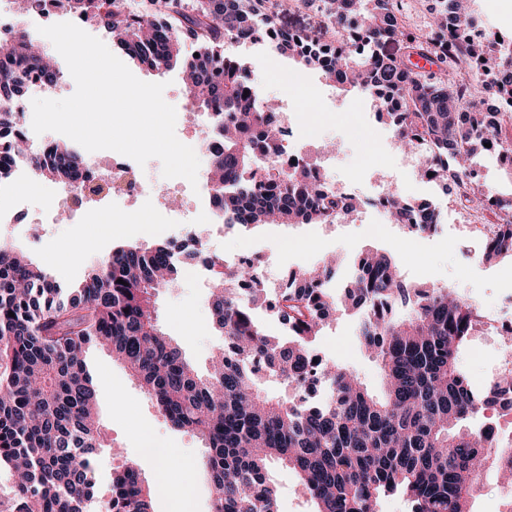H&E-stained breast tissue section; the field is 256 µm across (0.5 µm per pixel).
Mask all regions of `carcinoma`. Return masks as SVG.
I'll list each match as a JSON object with an SVG mask.
<instances>
[{"instance_id": "1", "label": "carcinoma", "mask_w": 512, "mask_h": 512, "mask_svg": "<svg viewBox=\"0 0 512 512\" xmlns=\"http://www.w3.org/2000/svg\"><path fill=\"white\" fill-rule=\"evenodd\" d=\"M326 13L333 30L360 20L364 49L324 47L317 32L299 42L286 31L276 49L337 88L371 98L405 150L428 143L432 157L421 176L448 186L477 169L479 159L512 146V47L448 42V22L474 23L472 0H437L432 32L422 38L397 14L399 0H302ZM75 15H91L126 53L155 71L175 67L199 110L210 117L206 152L218 187L216 201L227 227L318 224L357 213L355 197L340 196L311 176V163L294 169L274 164L279 152L278 111L269 108L247 67L224 56V39L254 40L278 28L283 0H141L121 17L105 0H63ZM192 44L196 54L187 51ZM499 55L490 84L501 103L483 112L462 100L448 56ZM429 60L426 74L411 61ZM0 64V91L18 93L21 74L55 83L60 72L17 35ZM30 161L38 174L73 186L87 199L104 187L76 183L84 155L53 141ZM388 216L405 228H432L441 211L389 193ZM483 261L512 258V223L482 236ZM212 325L224 336L206 374L198 373L180 345L160 328L155 298L182 276L169 242L118 247L62 299V287L43 269L0 246V468L16 475L0 512H89L95 491L93 461L104 447L97 421L98 386L87 358L90 345L106 348L175 428L207 448L213 512H277L270 465L293 470L314 512H379L381 499L406 498L410 512H472L480 478L489 466L512 475V441L466 423L512 394V369L490 394L479 396L461 370V346L475 330L472 304L440 288L409 294L394 258L378 250L360 256L342 297L323 287L330 263L291 272L269 298L246 266L212 262ZM123 279L125 284L118 283ZM412 300L406 318L392 314L397 300ZM270 308L288 336L255 318ZM339 311L358 317V336L377 362L381 396L350 370L323 362L315 342ZM14 316H9V313ZM264 369L295 391L273 400L256 388ZM329 398L312 400L316 383ZM152 487L132 465L112 471L103 512H152Z\"/></svg>"}]
</instances>
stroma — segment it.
<instances>
[{
    "label": "stroma",
    "mask_w": 512,
    "mask_h": 512,
    "mask_svg": "<svg viewBox=\"0 0 512 512\" xmlns=\"http://www.w3.org/2000/svg\"><path fill=\"white\" fill-rule=\"evenodd\" d=\"M224 52L252 69L261 94L295 101L298 145L311 163L326 166L336 183L354 186L357 195L369 197L379 183L392 182L408 198L445 208L443 224L448 231L429 235L419 243L400 225L388 223L385 215L372 210L351 223L236 227L218 234L205 215H198L192 229L207 240L215 254L258 261L273 284L285 282L289 272L300 266L318 263L324 254H337L339 262L331 279V293L336 296L349 282L361 254L378 250L397 261L403 280L411 286L445 288L469 303L492 309L512 296V260L490 267L480 262L478 226L469 223L463 210H448V198L437 184L419 180L414 171L403 169L392 130L379 120L367 96L329 85L321 73L301 67L269 45L228 41ZM32 185L33 192L15 222L0 224V238L25 252L61 286L82 283L92 266L100 264L119 242L150 245L169 241L178 245L183 240L184 225L166 223L150 234L144 233L142 225H129L122 241L109 236L106 230L96 228L98 217L105 213L127 216L131 210L103 195L72 204L69 222L60 223L53 211L61 185L39 175L33 176ZM40 212L47 219L34 235L30 224ZM374 222L385 224L382 236L371 235ZM211 292L210 284L185 278L157 298L158 319L166 333L201 371L206 370L211 353L224 344L212 326ZM317 351L326 362L355 371L372 394L381 393L378 365L361 345L353 317L337 314L319 336ZM505 357L502 339L496 333L478 330L469 337L460 362L475 393H489ZM89 360L99 387L100 424L107 443L97 457L96 499L90 512H101L107 501L113 468L133 463L143 478L155 479L158 460L143 453L150 441L175 450L179 466L169 482L183 497L177 509L169 497H154L153 512H211L212 491L199 439L174 429L111 354L93 349ZM271 476L279 491V512H313L314 506L292 470L275 463Z\"/></svg>",
    "instance_id": "35a3bbf8"
}]
</instances>
